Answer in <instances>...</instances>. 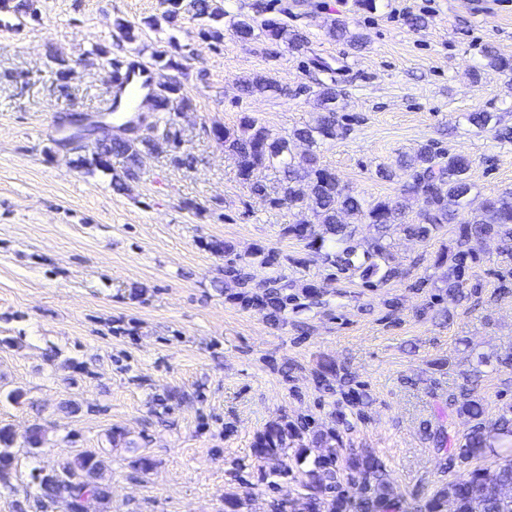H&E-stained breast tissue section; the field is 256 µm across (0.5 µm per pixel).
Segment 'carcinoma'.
Masks as SVG:
<instances>
[{
    "mask_svg": "<svg viewBox=\"0 0 512 512\" xmlns=\"http://www.w3.org/2000/svg\"><path fill=\"white\" fill-rule=\"evenodd\" d=\"M163 5L161 15L147 18L145 25L154 30L163 24L177 29L187 20L198 21L199 35L222 45L224 18L228 17L233 36L240 41L261 37L291 51L305 48L303 34L285 20L288 6L281 0H254L250 5L253 14L239 13L233 17L229 16L224 0H163ZM114 32L119 43L133 45L140 39V28L123 18L115 19ZM328 32L354 49L366 46L364 35L350 28L346 20L332 19ZM481 54L489 67L512 73V56L489 45L481 48ZM48 57L55 65L57 79L65 81L70 64L51 47ZM153 58L155 65L163 69H184L182 60L165 50L155 52ZM318 71L324 75L318 80L317 91L321 112L312 122L284 136L273 133L251 116L242 117L232 131L220 124L212 127L214 137L224 143V150L233 157L240 179L253 196L271 207L305 204L312 212L314 220L302 215L295 223L285 225L282 235L301 242L339 272L357 273L364 286L376 288L399 275L391 253V230L427 240L443 226L455 224L456 246L435 261L437 266L448 265L446 294L459 301L476 294L480 284L471 282V272L483 263V244L489 239L500 244L494 272L503 289H508L512 284V190L486 196L478 210L467 219H460L474 188L469 175L470 160L430 142L398 161V168L407 176L401 194L415 196L422 202L415 219L407 218L406 207L397 197L367 201L354 194L320 163L313 150L319 144L342 137L345 130L338 116L340 94L336 90L335 69L320 60ZM278 90L276 80L265 74H252L240 81V91L247 96ZM153 104V110L158 112L151 125L154 129L161 123L173 125L171 119L159 113L168 114L175 107L189 109L192 99L183 93L181 82L173 80L159 85ZM296 141L307 145L308 150L294 154L291 145ZM151 147L149 135H114L109 124L101 135L88 144L75 146L74 150L81 168L90 174L98 171L111 176L112 189L120 192L126 190V181L135 177L143 151ZM114 156L126 160L120 175L112 173ZM268 169L279 173L277 186L271 189L261 179ZM355 224H370L375 229V235L362 246L353 238ZM210 248L224 255V287L235 289L230 295L232 302L246 309H260L275 323L288 311V305L298 300V295L290 292L295 284L288 275L278 271L257 281L251 273L253 263L234 253L232 245L215 241ZM248 256L267 267L281 265L280 253L273 249L256 247ZM315 380L327 390L333 389L335 380L346 382L330 365L321 367ZM446 402L458 414L467 416L471 426L457 438L444 413L435 427L427 429L433 447L441 455L448 480L441 482L424 503L415 506L405 504L395 493L386 464L373 450L344 447L342 437L333 427L315 431L312 446L300 449L302 454L313 453L312 468L294 473L288 464V442L310 431V423L269 425L256 437L255 453L276 462L275 472L291 478L296 485L288 489V494L273 500L271 512H294V500L303 502V512H512V445L496 453L487 435L490 426L498 434L512 438V405L488 426L484 400L472 389L466 388L457 395L451 393ZM23 444L28 453L37 454L44 444L41 428L32 426ZM492 452L495 465L477 464ZM11 465V455L0 451V495L13 492L6 478ZM31 478L34 496L65 502L69 512H97V506L109 499L108 487L102 483L103 460L91 451L81 452L49 471L36 469Z\"/></svg>",
    "mask_w": 512,
    "mask_h": 512,
    "instance_id": "obj_1",
    "label": "carcinoma"
}]
</instances>
